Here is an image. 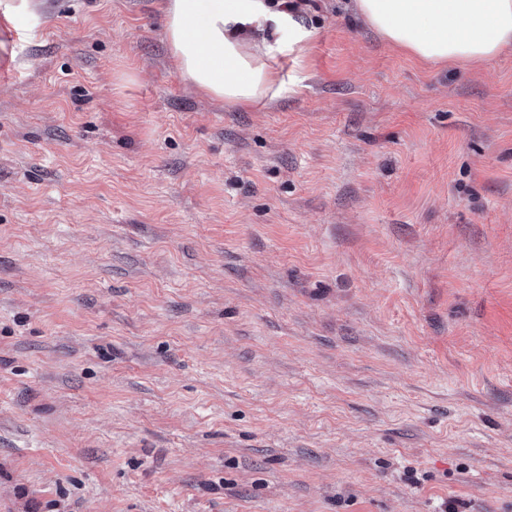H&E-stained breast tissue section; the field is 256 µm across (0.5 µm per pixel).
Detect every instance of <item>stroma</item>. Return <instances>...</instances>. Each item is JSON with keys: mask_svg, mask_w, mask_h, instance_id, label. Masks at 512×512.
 Segmentation results:
<instances>
[{"mask_svg": "<svg viewBox=\"0 0 512 512\" xmlns=\"http://www.w3.org/2000/svg\"><path fill=\"white\" fill-rule=\"evenodd\" d=\"M351 4L241 109L161 0H0V512H512V54Z\"/></svg>", "mask_w": 512, "mask_h": 512, "instance_id": "35a3bbf8", "label": "stroma"}]
</instances>
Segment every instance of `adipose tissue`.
I'll list each match as a JSON object with an SVG mask.
<instances>
[{
	"label": "adipose tissue",
	"mask_w": 512,
	"mask_h": 512,
	"mask_svg": "<svg viewBox=\"0 0 512 512\" xmlns=\"http://www.w3.org/2000/svg\"><path fill=\"white\" fill-rule=\"evenodd\" d=\"M383 40L424 63L450 68L512 52V0H353ZM169 56L204 94L244 108L275 97L279 47L308 35L270 0H164Z\"/></svg>",
	"instance_id": "1"
}]
</instances>
